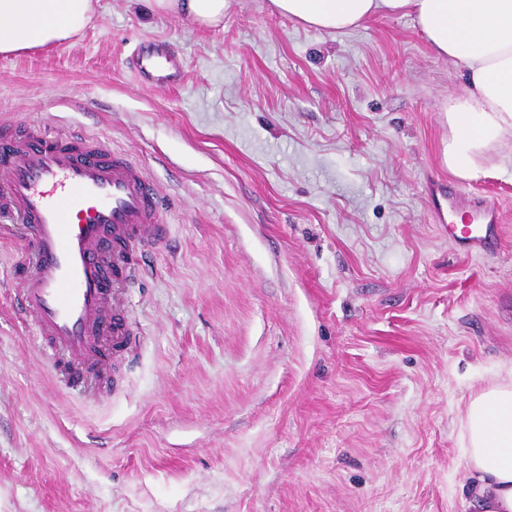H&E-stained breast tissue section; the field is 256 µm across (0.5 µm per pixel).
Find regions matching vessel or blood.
<instances>
[{"label":"vessel or blood","instance_id":"b4317fda","mask_svg":"<svg viewBox=\"0 0 512 512\" xmlns=\"http://www.w3.org/2000/svg\"><path fill=\"white\" fill-rule=\"evenodd\" d=\"M160 58L139 48V73L178 84L179 71ZM163 210L157 185L96 139L38 126L0 136V223L26 231L33 270L18 290L19 308L49 341L48 358L95 374L128 350L123 288L167 237ZM476 214L478 223L451 229L467 255L490 253L499 240L497 201Z\"/></svg>","mask_w":512,"mask_h":512}]
</instances>
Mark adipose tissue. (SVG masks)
<instances>
[{"label":"adipose tissue","mask_w":512,"mask_h":512,"mask_svg":"<svg viewBox=\"0 0 512 512\" xmlns=\"http://www.w3.org/2000/svg\"><path fill=\"white\" fill-rule=\"evenodd\" d=\"M152 13L201 28L224 23L225 0H147ZM273 12L328 33L380 15L413 16L432 50L468 74L447 102L442 161L463 180L484 175L486 153L512 138V0H270ZM98 0H0V57L57 46L94 20ZM470 491L483 512H512V369L474 393L465 414Z\"/></svg>","instance_id":"ef3b65f1"}]
</instances>
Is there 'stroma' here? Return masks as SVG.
I'll use <instances>...</instances> for the list:
<instances>
[{
	"label": "stroma",
	"instance_id": "1",
	"mask_svg": "<svg viewBox=\"0 0 512 512\" xmlns=\"http://www.w3.org/2000/svg\"><path fill=\"white\" fill-rule=\"evenodd\" d=\"M151 42L183 70L147 83ZM466 71L415 20L333 35L227 0L201 29L99 0L72 41L0 58V126L97 136L156 182L168 238L125 289L136 347L71 390L17 310L0 238V512H479L462 419L512 367V141L439 215ZM160 58L161 55L158 51H151L140 45L136 60L139 73L146 78H152L154 77L153 73L156 72L159 73L158 80L170 85H177L181 80L179 71L162 65ZM476 207L482 224H463L461 228L457 224L449 225L456 245L466 255L490 253L499 240L500 210L497 201L494 198L484 200Z\"/></svg>",
	"mask_w": 512,
	"mask_h": 512
}]
</instances>
